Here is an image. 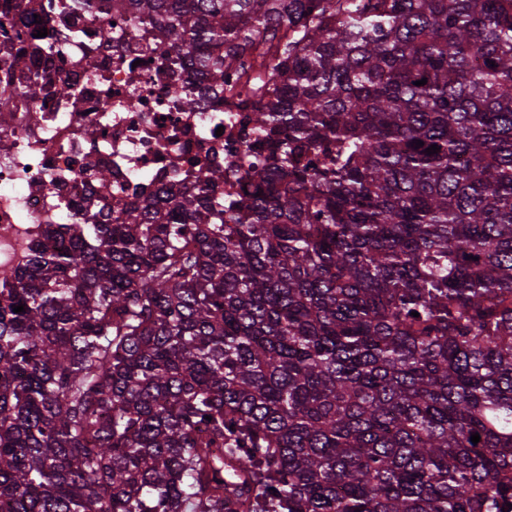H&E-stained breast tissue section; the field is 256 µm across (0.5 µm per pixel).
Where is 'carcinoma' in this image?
<instances>
[{"label": "carcinoma", "mask_w": 512, "mask_h": 512, "mask_svg": "<svg viewBox=\"0 0 512 512\" xmlns=\"http://www.w3.org/2000/svg\"><path fill=\"white\" fill-rule=\"evenodd\" d=\"M99 7L150 26L187 112L274 48L240 104L264 162L0 270V512H504L512 0ZM44 50L4 84L50 81Z\"/></svg>", "instance_id": "cac0c4a2"}]
</instances>
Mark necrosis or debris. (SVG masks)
I'll return each instance as SVG.
<instances>
[{"mask_svg": "<svg viewBox=\"0 0 512 512\" xmlns=\"http://www.w3.org/2000/svg\"><path fill=\"white\" fill-rule=\"evenodd\" d=\"M40 11L0 14V44L37 30L62 32L79 28L81 40L56 42L52 64L76 91L54 96L52 85L35 92L5 96L0 134L11 148L0 153V269L24 266L31 245L43 242L49 224L76 222L100 197L129 199L154 192L177 178L192 181L203 165L218 162L233 170L259 165L253 136L238 100L254 96L268 78V57L255 53L244 70L224 87L222 111H183L169 87L177 80L148 48L151 32L142 24L112 18L96 9H69L64 0H39ZM112 39L100 43L102 29ZM100 43L103 76L81 70L78 61L87 43ZM99 131L96 143L82 131ZM112 171L109 183L95 179L83 164L87 154Z\"/></svg>", "mask_w": 512, "mask_h": 512, "instance_id": "4bbe7bcc", "label": "necrosis or debris"}]
</instances>
